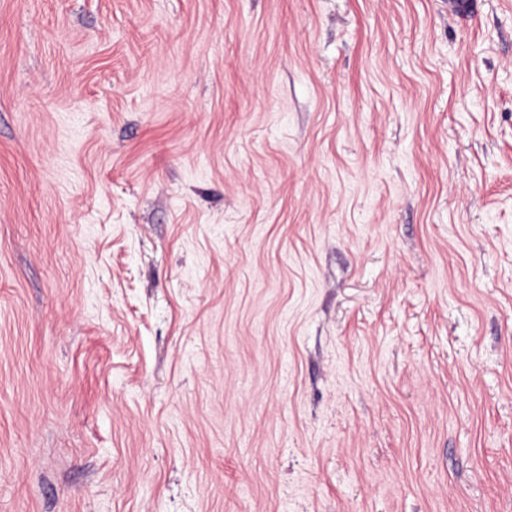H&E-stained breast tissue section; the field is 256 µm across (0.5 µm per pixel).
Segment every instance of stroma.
Listing matches in <instances>:
<instances>
[{
  "mask_svg": "<svg viewBox=\"0 0 512 512\" xmlns=\"http://www.w3.org/2000/svg\"><path fill=\"white\" fill-rule=\"evenodd\" d=\"M0 512H512V0H0Z\"/></svg>",
  "mask_w": 512,
  "mask_h": 512,
  "instance_id": "stroma-1",
  "label": "stroma"
}]
</instances>
